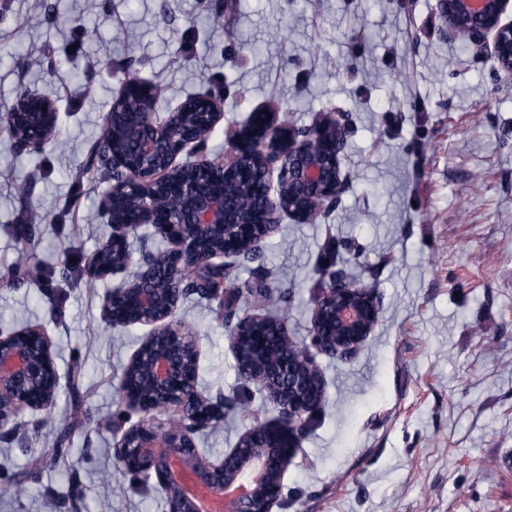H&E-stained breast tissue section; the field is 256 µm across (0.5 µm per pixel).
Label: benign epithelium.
Masks as SVG:
<instances>
[{
  "label": "benign epithelium",
  "instance_id": "benign-epithelium-1",
  "mask_svg": "<svg viewBox=\"0 0 512 512\" xmlns=\"http://www.w3.org/2000/svg\"><path fill=\"white\" fill-rule=\"evenodd\" d=\"M448 35L471 42L493 57L503 77L512 80V0H439ZM149 83L125 80L118 101H139L137 112L121 113L120 123L133 129L127 149H109L112 170L125 176L113 182L104 198L110 232L103 251L120 256L112 265L91 263L88 275L107 278L131 269L129 278L112 290L104 315L116 326L142 325L152 330L130 360L145 358L144 383L160 404L145 407L127 395L126 377L119 387L124 404L145 415L129 427L114 448L116 460L129 472L153 481V489L166 500L167 512H197L183 488L172 479L171 465L181 462L193 481L227 499L229 512H272L281 496L282 478L300 447L310 417L321 407L325 393L314 396L312 378L320 377L307 350L288 336L286 325L275 334L259 315H238L242 288L211 290L224 320L232 325L230 343L237 367L248 382L267 392L278 408L277 418L248 427L224 461L212 463L196 446L194 431L204 430L224 415L223 406L194 393L182 383L185 357L198 358L195 337L176 318L179 298L161 307L157 290L145 281L165 270L172 291L190 268L224 272V260L239 252L259 253L262 242L288 215L313 221L333 207L344 187L342 159L346 127L329 112L311 127L299 130L280 118L279 109H257L246 122L225 132L224 162L195 158V152L224 118L219 102L210 95L187 99L161 119L144 106L154 99ZM6 131L19 145L41 148L56 130L54 102L26 92L10 107ZM277 172V192L267 195L258 221L259 231L240 220L239 212L222 191H202L193 181H180L188 169L239 174L248 165ZM135 202L125 220L115 218L113 206L123 198ZM150 224L166 239L170 251L133 261L128 237ZM380 301L372 287L356 284L342 273H331L329 286L317 298L312 314L314 344L324 353L347 358L363 346L378 322ZM58 388L59 376L45 333L25 326L0 332V434L14 433L17 415L24 409L50 411L51 393L34 404L30 394L47 380ZM176 408L166 421L150 416Z\"/></svg>",
  "mask_w": 512,
  "mask_h": 512
}]
</instances>
